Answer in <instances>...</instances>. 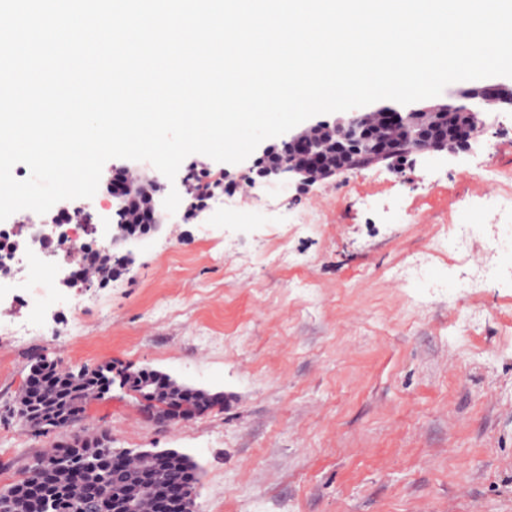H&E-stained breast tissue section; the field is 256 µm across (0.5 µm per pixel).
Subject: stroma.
<instances>
[{
  "instance_id": "obj_1",
  "label": "stroma",
  "mask_w": 512,
  "mask_h": 512,
  "mask_svg": "<svg viewBox=\"0 0 512 512\" xmlns=\"http://www.w3.org/2000/svg\"><path fill=\"white\" fill-rule=\"evenodd\" d=\"M483 139L302 183L260 177L258 149L189 155L172 180L140 162L156 200L180 195L169 223L109 281L68 288L57 271L38 334L0 335V491L69 432H105L118 450L189 455L198 512H512V209L478 178L512 177V112L488 114ZM198 168L224 182L200 210ZM450 223L503 247L476 294L471 266L432 250ZM39 359L154 369L224 399L163 422L116 380L41 433L16 412Z\"/></svg>"
}]
</instances>
